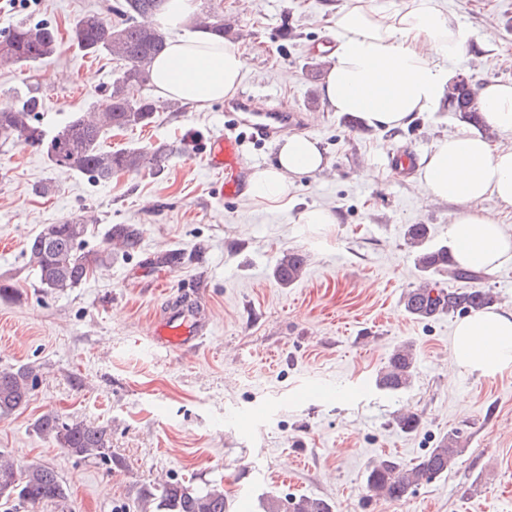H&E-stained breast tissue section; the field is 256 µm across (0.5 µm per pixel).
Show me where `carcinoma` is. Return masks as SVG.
<instances>
[{"instance_id": "carcinoma-1", "label": "carcinoma", "mask_w": 512, "mask_h": 512, "mask_svg": "<svg viewBox=\"0 0 512 512\" xmlns=\"http://www.w3.org/2000/svg\"><path fill=\"white\" fill-rule=\"evenodd\" d=\"M166 0H121L114 8L121 21L101 13L90 12L73 21L69 45L85 55H108L122 61V67L112 78V84L100 112L89 116L74 113L52 135L35 122L40 109L38 98L29 96L18 102L0 103V146L28 145L44 150L51 165L85 173L99 182H108L116 174H135L143 170H161L169 158L164 147L153 149L128 148L106 151L102 140L107 131H125L145 127L153 122L157 106L140 95L150 78L155 57L167 44L161 27H145L136 21L139 15L158 13ZM195 27L203 32L235 42L234 28L224 22V15L213 11L195 14ZM14 43L11 52L0 55V67L31 66L52 57L63 46L57 28L45 22H20L12 28ZM448 111L472 126L485 128L478 108L475 84L448 88ZM89 225L84 221L67 220L47 224L28 242L29 264L41 287L63 294L80 286L97 269L112 263L116 250L125 253L136 250L140 233L135 224H110L105 230L106 247L97 252L84 250ZM429 227L411 224L407 241L417 249L415 264L424 274L422 283L404 293V311L418 320H430L440 315L470 314L488 309L498 301L489 288L439 287L433 275L445 273L462 282L483 280L487 274L463 269L454 264L448 247H429ZM305 256L287 251L278 260L274 275L283 285H290L302 274ZM416 372L413 344L405 343L389 357L385 370L378 373L376 386L388 393H398L411 387ZM37 381L33 368L20 365L0 371V417L24 408ZM396 426L404 433L420 424L415 413H398ZM36 432L56 442L70 454L94 458L104 463L112 461L111 440L103 427L82 422H67L53 413H46L34 422ZM461 440L457 433L442 437L435 448L413 464L395 459H381L365 475L366 490L374 496L402 499L414 491L423 480H432L448 473L461 455ZM67 492L54 470L34 463H20L0 458V505L15 509L21 502L31 506L63 502ZM141 512H225L224 492L199 489L185 481L161 484L144 496ZM264 512H332L321 498L301 496L283 502H271Z\"/></svg>"}]
</instances>
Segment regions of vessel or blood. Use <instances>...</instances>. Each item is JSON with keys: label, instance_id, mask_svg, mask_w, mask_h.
Masks as SVG:
<instances>
[{"label": "vessel or blood", "instance_id": "vessel-or-blood-1", "mask_svg": "<svg viewBox=\"0 0 512 512\" xmlns=\"http://www.w3.org/2000/svg\"><path fill=\"white\" fill-rule=\"evenodd\" d=\"M224 110L235 117L237 124L247 127L255 139L272 142L298 124V109L284 104L259 101L247 95L225 102ZM206 160L211 168L223 171L222 189L225 198L247 195V167L240 152V141L234 134L213 137ZM208 318L200 299H178L160 315L157 339L165 347L182 350L200 347L207 335Z\"/></svg>", "mask_w": 512, "mask_h": 512}]
</instances>
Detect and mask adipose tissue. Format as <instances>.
Returning <instances> with one entry per match:
<instances>
[{
	"mask_svg": "<svg viewBox=\"0 0 512 512\" xmlns=\"http://www.w3.org/2000/svg\"><path fill=\"white\" fill-rule=\"evenodd\" d=\"M194 0H166L151 25L179 29L150 68L156 93L203 108L236 94L247 60L234 44L191 27ZM336 43L328 53L322 93L329 110L357 117L376 129H399L443 100L448 65L460 59L468 35L441 0H402L399 9L373 0H346L332 19ZM479 100L487 124L512 135V83L482 85ZM328 160L316 140L289 135L275 159L250 176L254 198L287 205L296 181L324 171ZM426 203L449 202L452 256L462 267L494 270L512 262V232L497 214L481 209L493 200L512 207V146L485 135L452 132L437 140L417 177ZM452 361L467 370L512 365V309L488 310L460 320Z\"/></svg>",
	"mask_w": 512,
	"mask_h": 512,
	"instance_id": "obj_1",
	"label": "adipose tissue"
}]
</instances>
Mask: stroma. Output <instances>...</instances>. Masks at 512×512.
<instances>
[{"label":"stroma","mask_w":512,"mask_h":512,"mask_svg":"<svg viewBox=\"0 0 512 512\" xmlns=\"http://www.w3.org/2000/svg\"><path fill=\"white\" fill-rule=\"evenodd\" d=\"M345 0H197L236 19L247 57L242 94L303 108L294 133L318 140L330 165L305 177L287 206L252 196L228 201L222 173L204 146L224 131L223 103L199 110L155 98L150 125L104 138L105 148H170L161 171L109 182L51 166L39 149L0 147V370L28 364L38 379L25 410L0 418V454L53 468L67 489L64 505L17 512H122L165 480L223 488L226 512H262L270 499L310 496L332 512H512V365L461 371L450 363L457 316L414 319L400 299L422 274L405 236L430 228L429 244L448 242L455 204H424L415 181L395 176L392 152L427 154L461 123L446 107L418 114L395 130L366 128L326 109L306 63L335 41L328 19ZM118 0H24L0 16V32L26 20L67 30ZM469 39L450 71L478 81L512 82V0H444ZM117 63L64 49L33 67L0 70V101L40 99V125L54 130L101 103ZM291 82H283V72ZM371 168L375 177L361 173ZM51 184L45 197L35 189ZM310 207L337 223H298ZM89 224L88 251L105 246L110 224H135V252L67 293L40 288L28 266L27 240L46 224ZM307 256L302 276L281 285L282 254ZM183 253L173 268L154 256ZM205 303L211 331L202 347L172 352L153 340L157 318L177 296ZM416 348V378L388 394L376 375L399 345ZM409 410L421 423L395 425ZM54 412L105 427L112 461L83 459L36 434ZM464 451L448 475L421 482L407 498L369 496L365 474L377 460L410 464L448 432Z\"/></svg>","instance_id":"35a3bbf8"}]
</instances>
